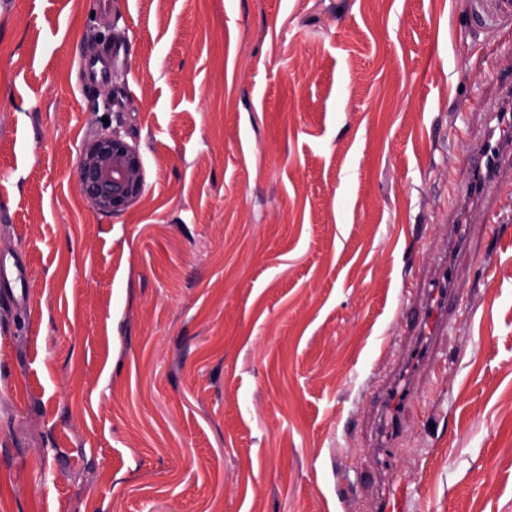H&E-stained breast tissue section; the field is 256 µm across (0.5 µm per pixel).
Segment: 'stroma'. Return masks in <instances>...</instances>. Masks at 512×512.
I'll use <instances>...</instances> for the list:
<instances>
[{"mask_svg":"<svg viewBox=\"0 0 512 512\" xmlns=\"http://www.w3.org/2000/svg\"><path fill=\"white\" fill-rule=\"evenodd\" d=\"M97 35L114 215L78 189ZM510 80L512 0H0V512H373L400 291ZM470 223L404 512H512V181ZM116 54L117 48L110 46L99 60L87 64L83 70V81L92 85L108 76L112 70V56ZM109 121V120H108ZM78 185L82 196L101 213L127 209L141 195V158L122 134L121 123L102 124L81 149Z\"/></svg>","mask_w":512,"mask_h":512,"instance_id":"stroma-1","label":"stroma"}]
</instances>
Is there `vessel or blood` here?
<instances>
[{
  "instance_id": "b4317fda",
  "label": "vessel or blood",
  "mask_w": 512,
  "mask_h": 512,
  "mask_svg": "<svg viewBox=\"0 0 512 512\" xmlns=\"http://www.w3.org/2000/svg\"><path fill=\"white\" fill-rule=\"evenodd\" d=\"M114 49H107L97 61L83 70V80L92 85L112 70ZM512 103V83L505 85L488 115L485 134L469 160L470 179L462 193V203L448 226V252L442 255L435 269L425 275L415 292L422 312L411 329L412 350L381 384L374 405L375 439L381 450L375 486L376 512H401L407 496L390 483L394 444L402 429V414L417 392L420 375L434 362L437 342L448 331L447 276L454 271L456 257L466 248L470 238L469 214L484 206L492 185L503 180L512 157V121L504 108Z\"/></svg>"
}]
</instances>
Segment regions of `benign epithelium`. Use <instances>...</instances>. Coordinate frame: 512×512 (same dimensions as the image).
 I'll use <instances>...</instances> for the list:
<instances>
[{
    "label": "benign epithelium",
    "mask_w": 512,
    "mask_h": 512,
    "mask_svg": "<svg viewBox=\"0 0 512 512\" xmlns=\"http://www.w3.org/2000/svg\"><path fill=\"white\" fill-rule=\"evenodd\" d=\"M78 185L82 196L101 213L127 209L141 195V158L122 134L121 124L102 125L81 149Z\"/></svg>",
    "instance_id": "1"
}]
</instances>
